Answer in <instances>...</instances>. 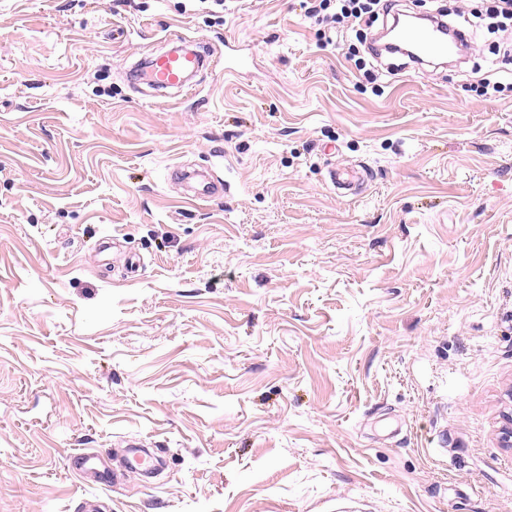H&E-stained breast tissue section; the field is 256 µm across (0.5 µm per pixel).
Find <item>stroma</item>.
Instances as JSON below:
<instances>
[{"mask_svg": "<svg viewBox=\"0 0 512 512\" xmlns=\"http://www.w3.org/2000/svg\"><path fill=\"white\" fill-rule=\"evenodd\" d=\"M180 3L0 0V512H512V93L478 91L500 58L464 21L488 0H399L470 51L396 72L301 0ZM176 34L246 65L153 90ZM214 162L229 190L186 199L173 170ZM74 462L86 478H93V483L106 484L108 482L105 458L102 455L93 452H79L74 456Z\"/></svg>", "mask_w": 512, "mask_h": 512, "instance_id": "1", "label": "stroma"}]
</instances>
